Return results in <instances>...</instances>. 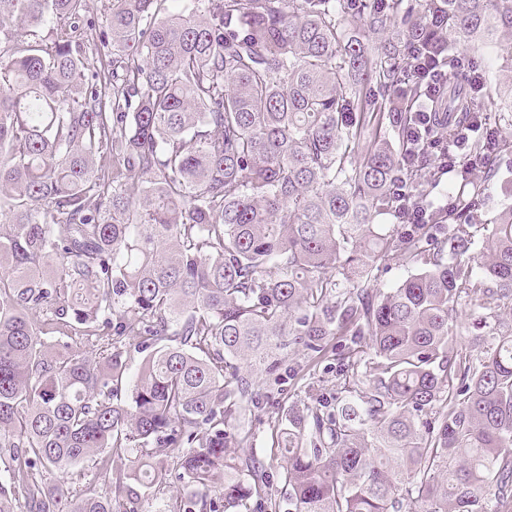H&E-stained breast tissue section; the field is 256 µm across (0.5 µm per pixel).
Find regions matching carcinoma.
Masks as SVG:
<instances>
[{"mask_svg":"<svg viewBox=\"0 0 512 512\" xmlns=\"http://www.w3.org/2000/svg\"><path fill=\"white\" fill-rule=\"evenodd\" d=\"M110 2L108 89L73 36L89 0H0V512H120L171 455L195 494L164 512H217L215 487L236 512H280L226 426L284 351L347 335V396L271 435L288 510L512 512V206L479 261L482 185L445 211L439 169L392 143L416 57L455 76L459 44L475 62L512 48V0ZM472 99L448 84L450 121L426 138L454 140ZM485 100L512 112V84ZM491 152L473 140L464 173L495 174ZM402 190L431 223L376 231ZM397 260L420 269L365 287ZM462 299L476 363L455 348ZM124 336L144 353L134 378ZM92 460L106 490L42 489L44 470Z\"/></svg>","mask_w":512,"mask_h":512,"instance_id":"cac0c4a2","label":"carcinoma"}]
</instances>
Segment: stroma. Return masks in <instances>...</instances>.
<instances>
[{
  "mask_svg": "<svg viewBox=\"0 0 512 512\" xmlns=\"http://www.w3.org/2000/svg\"><path fill=\"white\" fill-rule=\"evenodd\" d=\"M107 11L108 0H90L88 22L81 25L76 34L89 61L87 74L99 82L109 79L112 70V50L103 46L99 38L105 28ZM486 118L499 140L511 146L510 151L497 154L493 162L496 174L485 183L483 217L489 220L504 207L512 206V123L502 121L496 112L487 113ZM350 342V337H336L329 341L322 356L314 360L303 351L289 353L280 371L279 384L262 385L255 404L229 423V432L248 436L246 444L231 448V455L241 459L249 456L261 459L280 499H287L288 487L282 480L283 459L270 455L272 425L288 408L303 404L312 406L319 400L331 406L336 397L344 396L343 366L337 349Z\"/></svg>",
  "mask_w": 512,
  "mask_h": 512,
  "instance_id": "35a3bbf8",
  "label": "stroma"
}]
</instances>
